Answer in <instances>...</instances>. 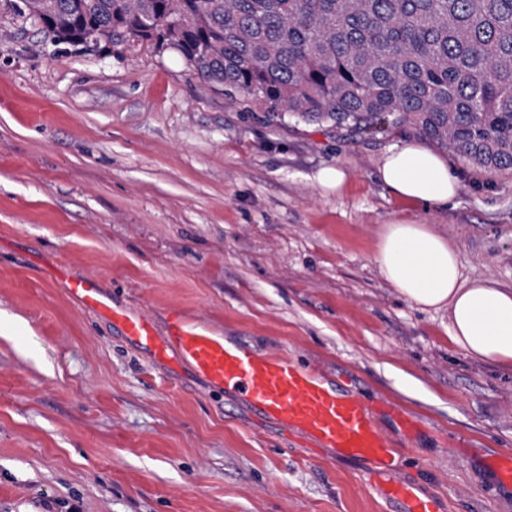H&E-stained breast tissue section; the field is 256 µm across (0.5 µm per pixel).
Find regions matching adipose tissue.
<instances>
[{
    "instance_id": "ef3b65f1",
    "label": "adipose tissue",
    "mask_w": 512,
    "mask_h": 512,
    "mask_svg": "<svg viewBox=\"0 0 512 512\" xmlns=\"http://www.w3.org/2000/svg\"><path fill=\"white\" fill-rule=\"evenodd\" d=\"M378 174L401 200L426 207L448 204L460 189L447 161L417 143L390 151ZM376 263L385 281L410 304L447 311L449 339L467 357L512 365V289L464 278L458 252L429 225L387 224Z\"/></svg>"
}]
</instances>
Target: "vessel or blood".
I'll return each instance as SVG.
<instances>
[{"label": "vessel or blood", "instance_id": "b4317fda", "mask_svg": "<svg viewBox=\"0 0 512 512\" xmlns=\"http://www.w3.org/2000/svg\"><path fill=\"white\" fill-rule=\"evenodd\" d=\"M69 292L84 309L112 318L127 339L157 359L177 353L212 387L240 395L263 419L330 449L333 458L385 469L394 465L392 443L375 425L372 409L295 361L257 355L245 343L213 335L178 312L166 336H159L148 315L115 308L91 276L70 279ZM382 493L401 503L404 512H442L434 497L408 482L388 483Z\"/></svg>", "mask_w": 512, "mask_h": 512}]
</instances>
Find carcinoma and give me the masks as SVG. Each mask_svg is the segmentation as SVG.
Here are the masks:
<instances>
[{"instance_id": "obj_1", "label": "carcinoma", "mask_w": 512, "mask_h": 512, "mask_svg": "<svg viewBox=\"0 0 512 512\" xmlns=\"http://www.w3.org/2000/svg\"><path fill=\"white\" fill-rule=\"evenodd\" d=\"M60 44L177 51L266 121L410 127L512 169V0H11Z\"/></svg>"}]
</instances>
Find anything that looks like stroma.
<instances>
[{"instance_id":"stroma-1","label":"stroma","mask_w":512,"mask_h":512,"mask_svg":"<svg viewBox=\"0 0 512 512\" xmlns=\"http://www.w3.org/2000/svg\"><path fill=\"white\" fill-rule=\"evenodd\" d=\"M419 140L264 122L149 42L56 53L0 0V512H400L388 482L444 512H512L487 466L512 452V369L459 352L447 312L374 262L404 219L447 238L465 277L512 288V171L452 155L457 197L408 203L378 167ZM326 167L340 191L317 183ZM76 275L158 333L178 311L376 405L397 465L331 461L155 360L79 306Z\"/></svg>"}]
</instances>
